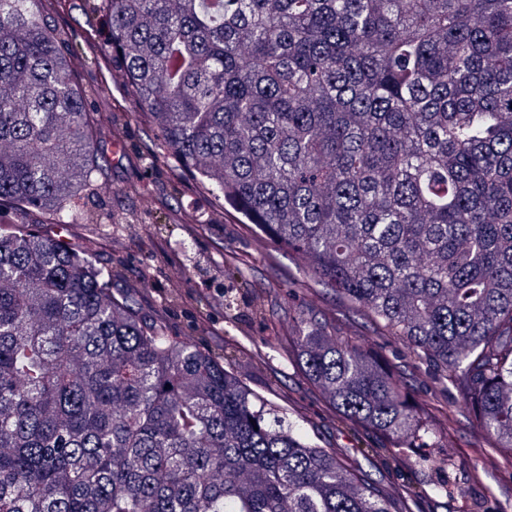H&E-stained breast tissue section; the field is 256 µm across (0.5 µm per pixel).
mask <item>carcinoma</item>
Here are the masks:
<instances>
[{
	"label": "carcinoma",
	"mask_w": 512,
	"mask_h": 512,
	"mask_svg": "<svg viewBox=\"0 0 512 512\" xmlns=\"http://www.w3.org/2000/svg\"><path fill=\"white\" fill-rule=\"evenodd\" d=\"M0 0V208L78 223L107 190L103 88ZM106 61L217 202L310 261L419 361L512 465V0H87ZM116 271L0 226V512H403L271 416L224 356L167 335ZM288 337L376 455L435 466L444 436L380 354L298 309Z\"/></svg>",
	"instance_id": "cac0c4a2"
}]
</instances>
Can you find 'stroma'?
Here are the masks:
<instances>
[{
	"mask_svg": "<svg viewBox=\"0 0 512 512\" xmlns=\"http://www.w3.org/2000/svg\"><path fill=\"white\" fill-rule=\"evenodd\" d=\"M47 20L56 30L78 34L100 22L82 0H62ZM79 79L109 83L112 96L98 110L106 115L122 103L125 120L99 125L97 160L111 190L78 199L89 221L70 225L66 236L95 263L120 271L116 285L133 288L139 315L163 323L178 340L228 352V369L281 414L301 419L317 443L333 449L347 467L366 472L386 492L414 488L412 512H470L473 499L485 495L512 512V468L493 462L491 444L462 406L449 405L444 424L453 464L450 497L424 496L431 470L407 459L394 464L371 456L379 435L338 423L324 395L289 355V308L314 309L353 341L382 354L419 403H447L436 368L420 363L339 295L316 286L306 259L275 246L232 208H214L177 162L146 168L154 136L138 104L123 96L120 65L80 72Z\"/></svg>",
	"mask_w": 512,
	"mask_h": 512,
	"instance_id": "obj_1",
	"label": "stroma"
}]
</instances>
